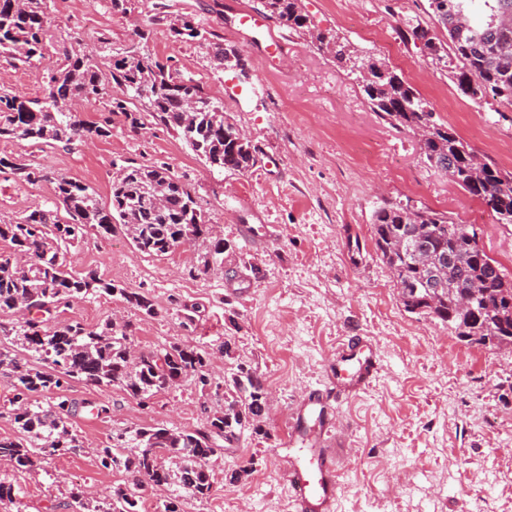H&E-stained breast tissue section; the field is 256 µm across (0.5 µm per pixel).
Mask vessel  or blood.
<instances>
[{
	"instance_id": "obj_1",
	"label": "vessel or blood",
	"mask_w": 512,
	"mask_h": 512,
	"mask_svg": "<svg viewBox=\"0 0 512 512\" xmlns=\"http://www.w3.org/2000/svg\"><path fill=\"white\" fill-rule=\"evenodd\" d=\"M241 32L250 40L264 39V51L270 56L286 53L288 46L270 32L268 21L261 15L243 10L238 14ZM348 360L356 367L346 376L352 391L363 390L379 371L375 350L367 344L345 343ZM337 464L335 459L310 449L298 457L288 471V484L293 492L296 512H333L336 504Z\"/></svg>"
}]
</instances>
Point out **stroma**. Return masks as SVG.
I'll use <instances>...</instances> for the list:
<instances>
[{
    "label": "stroma",
    "mask_w": 512,
    "mask_h": 512,
    "mask_svg": "<svg viewBox=\"0 0 512 512\" xmlns=\"http://www.w3.org/2000/svg\"><path fill=\"white\" fill-rule=\"evenodd\" d=\"M51 48L32 64L0 66V90L39 96L40 77L59 60L63 44L108 68L134 37L209 96L260 150L247 174L218 172L176 135L152 125L131 131L115 123L107 137L70 149L0 141V154L38 163L47 180L29 184L0 172V223L39 204H52L57 178L82 181L109 201L118 164H168L192 188L206 221L225 243L222 264L193 275L200 247L164 257L138 251L123 232H97L71 246L75 270L146 294L157 314L143 316L116 296L79 298L57 323L95 326L110 318L133 322L137 348L160 351L174 342L202 343L213 352L214 382L232 338L237 352L261 372L270 392L260 435L218 452L208 499L186 496L181 512H295L288 465L317 444V412L304 414L300 437L287 423L311 394L337 421L326 450L341 475L335 512H512V351L460 341L447 326L404 310L379 259L372 215L386 202L427 206L455 223L475 225L481 245L512 282V224L496 217L420 158L419 140L373 112L355 75L318 51L305 36L275 27L285 58L267 60L238 32L236 9L259 10V0H129L126 12L110 0H47ZM316 28L385 58L427 100L480 161L512 171V106L492 94L474 100L458 89L450 69L436 64L405 26L439 33L428 0H300ZM193 17L208 45L175 40L174 20ZM240 55L243 68L220 65L210 47ZM199 317L185 324L186 308ZM371 343L381 370L362 392L336 385V350L349 337ZM79 405L71 423L83 446L53 457L45 470L18 472L0 464V478L17 492L19 512H71L73 489L102 500L125 472L99 469L98 448L112 433L147 425L201 428L202 395L192 382L141 404L117 387L70 381ZM107 407L97 415V407ZM250 466L242 483L225 472Z\"/></svg>",
    "instance_id": "1"
}]
</instances>
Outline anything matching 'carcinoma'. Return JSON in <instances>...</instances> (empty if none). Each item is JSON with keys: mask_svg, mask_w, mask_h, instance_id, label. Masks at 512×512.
<instances>
[{"mask_svg": "<svg viewBox=\"0 0 512 512\" xmlns=\"http://www.w3.org/2000/svg\"><path fill=\"white\" fill-rule=\"evenodd\" d=\"M477 1L484 5L479 13L473 9ZM260 6L267 17L310 36L317 50L357 75L372 111L397 129L424 132L419 140L423 162L479 199L499 223L512 224V173L478 161L385 59L360 53L349 42L312 27L299 0H260ZM428 7L448 43L419 24L408 25V37L438 63H448L446 47L452 48L458 60L453 77L462 93L478 100L490 92L512 104V0H428ZM461 10L467 16L463 25L456 19ZM50 26L47 0H0V65H29L44 57ZM171 31L179 41L205 40L192 20ZM136 36L106 73L89 55L66 48L62 63L44 76L42 96L22 100L1 91L0 139L68 148L108 136L113 117L119 115L134 131L148 121L176 131L195 156L219 171L244 174L255 167L256 146L224 117L223 106L196 80L154 61L145 50V32ZM109 86L119 94L107 100L100 121H86L70 111V101H96ZM187 90L198 102L190 119L179 102ZM2 169L31 184L47 178L40 166L21 157L0 156ZM120 170L108 205L89 186L60 177L56 194L64 211L37 206L0 224V240L9 244V250L0 252V312L25 308L31 313L8 325L0 322V338L10 340V345H0V367L16 372L8 414L18 432L13 438L0 437V460L18 471H38L49 457L82 447L69 425L74 405L62 395L71 380L96 388L119 386L144 401L184 379L203 393L211 387L210 353L199 345L172 344L160 352L137 353L130 322L49 325L53 312L89 295L118 296L148 317L156 314L145 294L109 282L94 269L70 268L69 246L91 230L110 234L119 228L140 252L156 257L175 252L185 239L200 241L204 252L196 270L202 275L211 270L209 257L224 254V239L206 224L191 188L170 167L132 163ZM373 226L376 253L392 274L407 312L435 318L471 344L498 348L506 340L512 343V283L480 245L472 225L456 224L426 206L386 202L374 211ZM473 286L479 288L478 299L470 308L460 307L461 296ZM17 348L35 363L20 364ZM38 393L52 397L40 402L34 399ZM223 398L218 410L202 404V430L156 425L112 434L98 451V465L122 470L128 479L113 487L104 502L72 494L74 512H139V503L160 485L169 491L163 512H180L178 504L186 495L200 500L209 496L210 466L217 455L214 439L221 437L231 446L247 432L261 433L268 410L262 376L241 360L224 374ZM173 453L186 460L177 475L166 464ZM16 504L13 485L0 479V512H13Z\"/></svg>", "mask_w": 512, "mask_h": 512, "instance_id": "cac0c4a2", "label": "carcinoma"}]
</instances>
